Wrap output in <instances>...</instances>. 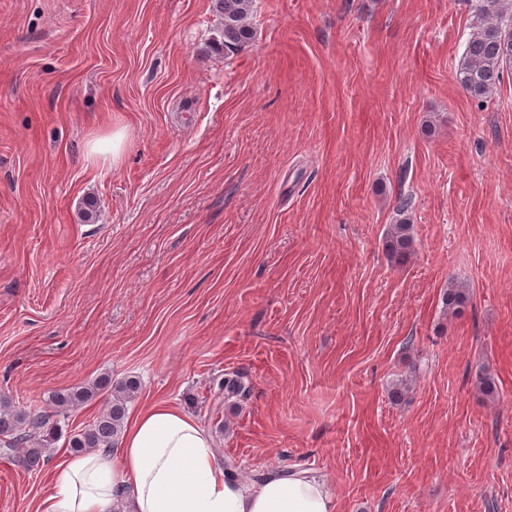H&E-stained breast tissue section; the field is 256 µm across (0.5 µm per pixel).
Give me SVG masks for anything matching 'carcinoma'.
Listing matches in <instances>:
<instances>
[{
    "mask_svg": "<svg viewBox=\"0 0 512 512\" xmlns=\"http://www.w3.org/2000/svg\"><path fill=\"white\" fill-rule=\"evenodd\" d=\"M253 0H212V10L219 19L210 49L226 56L252 45L255 30L250 22ZM512 71V0H480L471 23V33L460 60V85L471 97L486 99ZM413 248L412 226L406 222L392 225L385 249L395 260L406 258ZM443 304L456 310L467 301V289L450 286L442 296ZM138 384L132 379L113 382L104 375L90 384L61 389L49 396L52 411L22 410L7 400H0V442L4 451L24 446L23 463L34 468L51 451L58 421L71 416L85 404L105 394L106 408L93 420L67 437L66 447L75 454L96 448H112L121 434L127 403Z\"/></svg>",
    "mask_w": 512,
    "mask_h": 512,
    "instance_id": "carcinoma-1",
    "label": "carcinoma"
}]
</instances>
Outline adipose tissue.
I'll list each match as a JSON object with an SVG mask.
<instances>
[{"label": "adipose tissue", "instance_id": "obj_1", "mask_svg": "<svg viewBox=\"0 0 512 512\" xmlns=\"http://www.w3.org/2000/svg\"><path fill=\"white\" fill-rule=\"evenodd\" d=\"M38 512H336V498L304 472L227 477L209 431L156 401L131 415L118 448L55 464L53 491Z\"/></svg>", "mask_w": 512, "mask_h": 512}]
</instances>
